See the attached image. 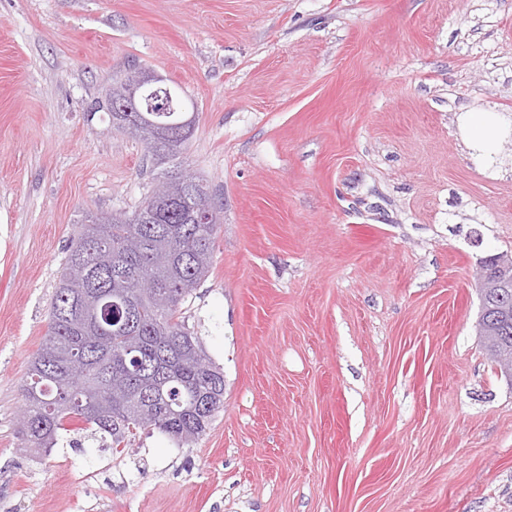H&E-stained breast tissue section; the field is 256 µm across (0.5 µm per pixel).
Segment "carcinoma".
<instances>
[{
    "instance_id": "obj_1",
    "label": "carcinoma",
    "mask_w": 512,
    "mask_h": 512,
    "mask_svg": "<svg viewBox=\"0 0 512 512\" xmlns=\"http://www.w3.org/2000/svg\"><path fill=\"white\" fill-rule=\"evenodd\" d=\"M145 116L139 139L153 160L179 159L194 131L158 143L152 127L178 118ZM179 172L163 173L131 214L89 215L77 225L22 385L18 434L26 447L49 451L73 430L117 453L145 431L189 445L224 409V372L178 317L209 273L219 223H195L208 188L200 180L181 187ZM478 327L497 334L496 343L486 337L496 363L512 358V288L484 298Z\"/></svg>"
}]
</instances>
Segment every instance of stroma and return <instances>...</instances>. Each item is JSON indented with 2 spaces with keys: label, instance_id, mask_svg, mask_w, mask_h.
Listing matches in <instances>:
<instances>
[{
  "label": "stroma",
  "instance_id": "stroma-1",
  "mask_svg": "<svg viewBox=\"0 0 512 512\" xmlns=\"http://www.w3.org/2000/svg\"><path fill=\"white\" fill-rule=\"evenodd\" d=\"M197 111L221 212L181 307L224 408L180 448L34 454L21 385L87 213L160 166L103 107L128 64ZM512 0H0V512H512V385L477 331L512 256ZM468 147L485 158L492 159L501 140L512 132V118L482 107L463 112L458 117Z\"/></svg>",
  "mask_w": 512,
  "mask_h": 512
}]
</instances>
